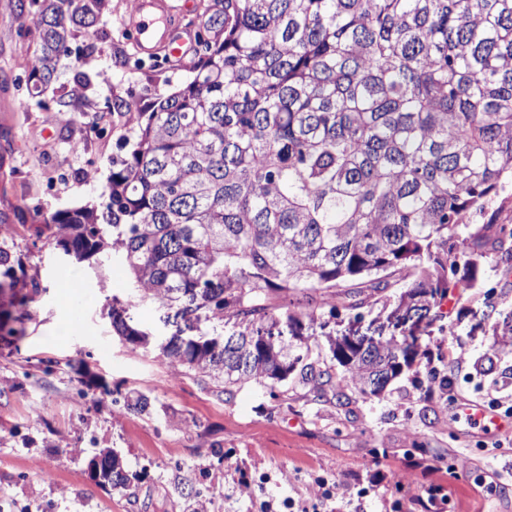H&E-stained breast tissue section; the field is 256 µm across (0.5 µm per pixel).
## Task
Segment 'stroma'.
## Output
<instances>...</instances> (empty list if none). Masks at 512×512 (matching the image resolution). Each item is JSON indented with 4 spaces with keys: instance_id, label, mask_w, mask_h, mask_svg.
<instances>
[{
    "instance_id": "stroma-1",
    "label": "stroma",
    "mask_w": 512,
    "mask_h": 512,
    "mask_svg": "<svg viewBox=\"0 0 512 512\" xmlns=\"http://www.w3.org/2000/svg\"><path fill=\"white\" fill-rule=\"evenodd\" d=\"M128 23L125 0H112L35 99L15 61L35 49L40 30L19 26L0 0V219L11 227L0 249L43 287L21 351L0 350V512H194L187 485L205 495L206 512H295L298 501L308 512H512V426L482 429L456 415L472 402L512 406V349L494 334L512 317V275L494 257L482 259L477 287L441 306L444 328L430 348L451 335L464 347L462 363L439 365L444 388L410 371L384 400L355 394L343 408L255 382L227 396L210 378L175 375L154 348L116 336L108 309L128 296L126 269L73 264L38 235L33 215L104 194L110 161L129 152L133 136L113 102L147 112L193 77L198 51L182 59L138 52ZM71 267L84 319L77 334L64 326L57 288ZM46 360L63 370L44 374ZM78 361L81 379L67 368ZM102 384L147 397L148 412L101 399ZM103 448L139 473L130 489L90 479L87 462ZM399 471L410 484L396 486ZM315 484L322 494L312 498Z\"/></svg>"
}]
</instances>
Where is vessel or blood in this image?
<instances>
[{
	"instance_id": "vessel-or-blood-1",
	"label": "vessel or blood",
	"mask_w": 512,
	"mask_h": 512,
	"mask_svg": "<svg viewBox=\"0 0 512 512\" xmlns=\"http://www.w3.org/2000/svg\"><path fill=\"white\" fill-rule=\"evenodd\" d=\"M130 24L138 32L137 47L141 52L152 54L163 50L172 57H183L186 40L167 0H139Z\"/></svg>"
}]
</instances>
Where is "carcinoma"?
<instances>
[{
    "label": "carcinoma",
    "instance_id": "carcinoma-1",
    "mask_svg": "<svg viewBox=\"0 0 512 512\" xmlns=\"http://www.w3.org/2000/svg\"><path fill=\"white\" fill-rule=\"evenodd\" d=\"M31 5L25 73L48 84L110 0ZM203 31L194 78L135 116L106 199L53 213L49 239L127 266L177 373L224 395L294 379L319 399H379L481 258L512 273V0H215ZM39 290L0 250V341L17 351ZM319 308L409 324L343 345ZM110 315L148 344L129 303ZM316 326L325 357L304 334Z\"/></svg>",
    "mask_w": 512,
    "mask_h": 512
}]
</instances>
